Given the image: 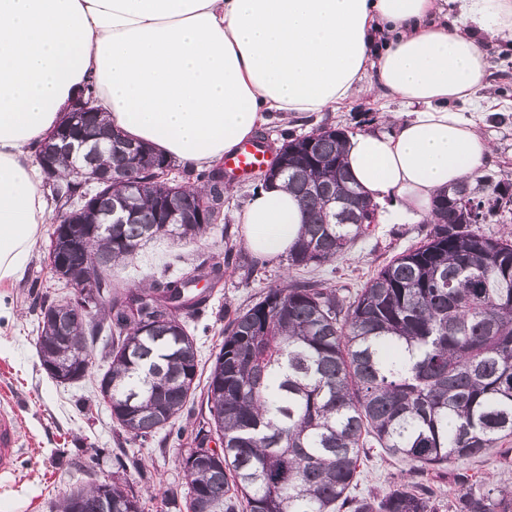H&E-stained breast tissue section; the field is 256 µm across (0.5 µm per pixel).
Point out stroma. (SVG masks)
I'll return each instance as SVG.
<instances>
[{
	"label": "stroma",
	"mask_w": 512,
	"mask_h": 512,
	"mask_svg": "<svg viewBox=\"0 0 512 512\" xmlns=\"http://www.w3.org/2000/svg\"><path fill=\"white\" fill-rule=\"evenodd\" d=\"M504 39L482 42L494 85V102L481 123L492 145L483 169L512 178V56L505 54ZM399 101L378 94H361L334 111L290 120L288 123L260 127L258 136L282 143L322 126H336L356 134L383 127L388 111L400 110ZM252 194L250 181L234 182L224 198V218L207 238L185 243L176 239L146 244L138 253L135 266L138 278L160 268L169 253L178 252L187 261L206 257L228 259L224 278L211 292L204 316L188 320L199 351L202 368H209L223 340V309H243L283 279L312 278L337 289L349 298L369 282L376 272L395 256L417 244L429 231L427 220L415 224L375 223L357 238L345 256L321 266L296 270L288 265L287 255L261 258L243 244V232L235 215ZM52 224H44L39 242L31 253L24 277L6 291L11 318L0 317V416L15 422L19 435L17 470L0 482V512H54L60 498L79 485L119 480L138 496L143 512H162L161 496L170 488H183L182 457L194 445L193 421L201 420V394L189 400L192 420H178L181 438H169L166 446L157 441L145 445L117 447L110 410L97 397L95 378L103 373L102 342L91 347L93 366L89 376L60 384L42 368L35 341L37 313L35 297L29 291L39 281L42 291L57 292L59 285L46 267ZM512 448V437L501 447L492 448L471 459L468 473L481 476L492 487L512 486V466L501 463V448ZM411 465L373 449L360 467L355 492L360 496L379 495L397 478H410Z\"/></svg>",
	"instance_id": "1"
}]
</instances>
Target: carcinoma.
Segmentation results:
<instances>
[{"mask_svg":"<svg viewBox=\"0 0 512 512\" xmlns=\"http://www.w3.org/2000/svg\"><path fill=\"white\" fill-rule=\"evenodd\" d=\"M81 131L100 145L92 163L60 152L47 182L57 212L86 193L93 211L124 207V224L74 225L87 237L68 249V268L92 267L108 304L91 322L65 312L68 296L36 297L38 357L80 376L91 369L89 345L111 337L108 368L96 392L108 405L117 439L144 443L171 428L196 389L199 359L181 315L193 319L223 276L216 263L177 254L147 282L128 286L112 276L147 243L175 236L194 241L214 228L193 220L229 185L221 168L182 169L172 193L154 181L161 154L121 139L96 107ZM346 135L320 127L283 143L274 171L307 215L288 264L306 268L341 259L363 232L360 205L343 160ZM141 173L130 190L120 180ZM83 169L82 177L74 168ZM112 170V183L98 170ZM454 189L465 209L445 201L417 245L383 266L351 300L311 279L269 289L252 306L224 311V341L205 384L207 426L197 450L182 458L186 489L164 494L165 512H438L424 472L464 464L512 436V237L475 229L497 216L512 182L479 173ZM179 223L159 221V203ZM209 287L198 288L200 281ZM222 438V457L204 451L206 428ZM377 446L411 463L414 477L381 496L352 494L361 456ZM142 512L122 484L75 487L56 512ZM448 512H512V489L497 491L462 473L448 490Z\"/></svg>","mask_w":512,"mask_h":512,"instance_id":"1","label":"carcinoma"}]
</instances>
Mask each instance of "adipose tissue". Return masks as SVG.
Instances as JSON below:
<instances>
[{
    "instance_id": "ef3b65f1",
    "label": "adipose tissue",
    "mask_w": 512,
    "mask_h": 512,
    "mask_svg": "<svg viewBox=\"0 0 512 512\" xmlns=\"http://www.w3.org/2000/svg\"><path fill=\"white\" fill-rule=\"evenodd\" d=\"M0 0V287L24 276L49 219L33 147L95 83L114 128L170 159L211 166L258 128L364 89L411 106L350 136L358 186L383 224H412L480 170L491 144L448 109L490 101L486 38L512 40V0ZM237 220L246 247L287 252L304 215L283 182Z\"/></svg>"
}]
</instances>
